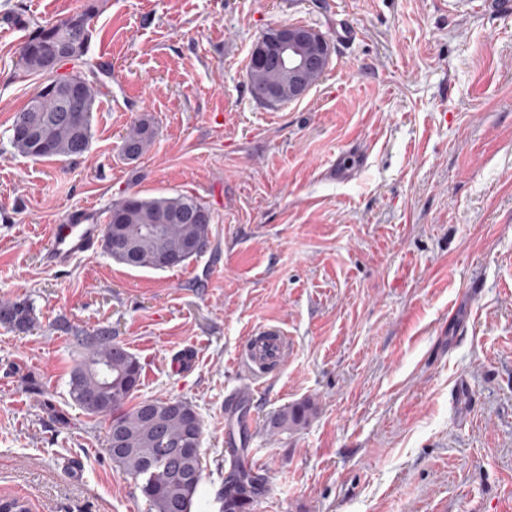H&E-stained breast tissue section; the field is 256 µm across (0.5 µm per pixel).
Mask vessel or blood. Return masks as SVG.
<instances>
[{
  "label": "vessel or blood",
  "mask_w": 512,
  "mask_h": 512,
  "mask_svg": "<svg viewBox=\"0 0 512 512\" xmlns=\"http://www.w3.org/2000/svg\"><path fill=\"white\" fill-rule=\"evenodd\" d=\"M104 213L100 210L77 209L70 212L66 223L54 225L44 254L45 263L64 268L74 260L93 253L98 245ZM290 350L287 335L276 327H263L246 339L237 362L253 379L265 377L272 367L283 365Z\"/></svg>",
  "instance_id": "vessel-or-blood-1"
}]
</instances>
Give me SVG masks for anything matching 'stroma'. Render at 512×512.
I'll return each mask as SVG.
<instances>
[{"instance_id": "obj_1", "label": "stroma", "mask_w": 512, "mask_h": 512, "mask_svg": "<svg viewBox=\"0 0 512 512\" xmlns=\"http://www.w3.org/2000/svg\"><path fill=\"white\" fill-rule=\"evenodd\" d=\"M85 0H0L44 22ZM302 24L331 41L324 76L276 108L250 92L253 46ZM88 53L112 79L85 158L18 154L36 91L25 30L0 21V498L29 512H149L69 396L77 337L106 327L142 364L134 401L183 400L202 426L193 512H219L233 461L259 460L250 512H512V14L466 0H102ZM139 118L154 138L135 160ZM198 197L214 221L183 265L104 250L41 259L77 208L130 194ZM262 325L287 364L242 433L236 365ZM198 363L178 372L182 351ZM311 402L308 421L272 428ZM153 128L147 119H140L122 138L121 153L124 158L133 160L139 157L151 144ZM0 324L27 329L36 324L34 306L28 300L0 304Z\"/></svg>"}]
</instances>
